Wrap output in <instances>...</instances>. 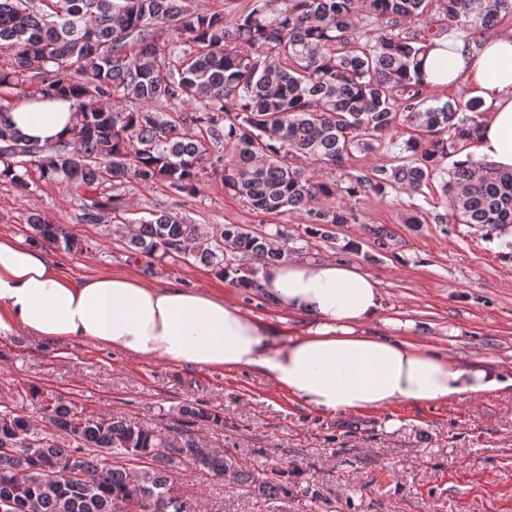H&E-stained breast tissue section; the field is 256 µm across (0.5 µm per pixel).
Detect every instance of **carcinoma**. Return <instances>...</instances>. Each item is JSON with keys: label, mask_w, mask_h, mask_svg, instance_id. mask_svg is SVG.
Segmentation results:
<instances>
[{"label": "carcinoma", "mask_w": 512, "mask_h": 512, "mask_svg": "<svg viewBox=\"0 0 512 512\" xmlns=\"http://www.w3.org/2000/svg\"><path fill=\"white\" fill-rule=\"evenodd\" d=\"M0 0V90L36 86L38 98L67 95L79 120L71 139L32 143L8 122L0 96V181L23 194L34 180L75 191L162 181L194 196L203 178L260 214L299 213L308 233L329 239L354 221L347 197L419 191L440 163L474 140L485 104L461 94L430 104L422 79L433 35L409 32L431 8L448 28L486 30L512 0H255L245 14L192 8L188 0ZM172 28L160 44L164 27ZM411 130L403 163L369 174L324 179L297 165L343 170L355 150L373 152L397 124ZM38 178H33V175ZM443 191L464 224H512V172L454 161ZM121 195L83 202L82 221L104 224ZM34 237L68 252L83 249L62 224L31 216ZM151 259H192L218 275L258 287V270L291 257L283 232L238 224L207 230L157 210L125 237ZM38 398L42 426L18 406L0 407V497L12 512H198L171 494L173 471L192 466L254 493L259 512H282L293 498L290 473L272 467L257 479L203 445L189 430L222 412L180 409V429H150L119 417L86 416L62 396Z\"/></svg>", "instance_id": "obj_1"}]
</instances>
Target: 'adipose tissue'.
Segmentation results:
<instances>
[{
	"instance_id": "adipose-tissue-1",
	"label": "adipose tissue",
	"mask_w": 512,
	"mask_h": 512,
	"mask_svg": "<svg viewBox=\"0 0 512 512\" xmlns=\"http://www.w3.org/2000/svg\"><path fill=\"white\" fill-rule=\"evenodd\" d=\"M427 82L464 85L488 108L472 151L512 170V29L479 44L433 39ZM32 141L68 138L76 113L68 100H28L10 114ZM275 307L304 315L308 326L284 338L273 321L201 289L158 286L139 275L104 270L74 279L37 248L0 238V337L23 333L41 342H81L136 359L201 370L259 372L322 414L356 413L393 404H445L512 386V365L464 367L408 337L411 321L391 320L393 338L369 327L383 309L379 281L333 258L251 257Z\"/></svg>"
}]
</instances>
